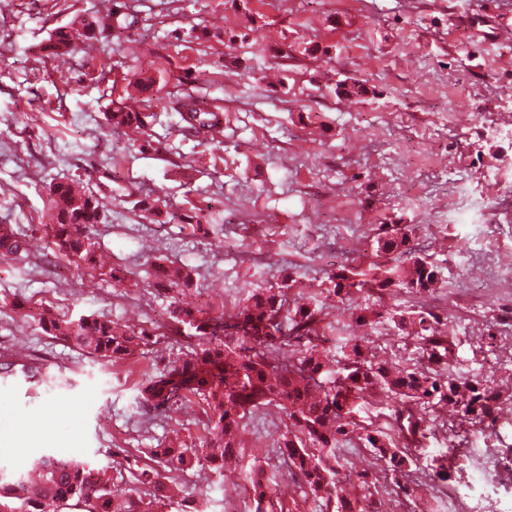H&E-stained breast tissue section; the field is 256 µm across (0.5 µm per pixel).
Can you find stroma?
I'll return each instance as SVG.
<instances>
[{"instance_id":"1","label":"stroma","mask_w":512,"mask_h":512,"mask_svg":"<svg viewBox=\"0 0 512 512\" xmlns=\"http://www.w3.org/2000/svg\"><path fill=\"white\" fill-rule=\"evenodd\" d=\"M107 23L104 39L52 55L59 27ZM153 78L152 91L132 83ZM368 79L353 100L337 81ZM512 0H5L0 6V225L38 246L0 262V466L27 472L50 451L99 465L126 452L204 433L198 405L148 419L140 386L178 352L162 335L169 300L149 257L192 268L182 299L235 314L250 289L292 267L289 304L319 303L340 262L403 263L380 256L389 225L412 226L414 256L446 282L431 296L387 292V306L447 316L453 371L477 373L501 392L493 429L448 411L461 445L449 485L471 478L485 449L502 480L493 512H512V288L499 263L512 257ZM196 100L222 113L221 149L203 145L179 113ZM465 117L452 121L449 106ZM118 107L152 113L146 135L107 127ZM465 180H458V173ZM79 179L99 198L105 224L95 248L112 275L79 270L49 237L51 180ZM157 199L142 218L136 202ZM465 197L466 210L452 202ZM199 214V223L179 222ZM321 303V302H320ZM324 305V304H323ZM104 313L146 331L148 344L119 364L98 361L45 334L35 316ZM349 304L324 305L320 331L332 354L353 334ZM376 359L412 369L419 339L389 323L369 331ZM285 415L255 411L242 427L237 473L208 467L184 477L209 512L240 499L246 472L275 474L279 512H322L273 451Z\"/></svg>"}]
</instances>
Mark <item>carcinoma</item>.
Here are the masks:
<instances>
[{"instance_id":"cac0c4a2","label":"carcinoma","mask_w":512,"mask_h":512,"mask_svg":"<svg viewBox=\"0 0 512 512\" xmlns=\"http://www.w3.org/2000/svg\"><path fill=\"white\" fill-rule=\"evenodd\" d=\"M105 25L84 20L81 27L55 32L49 45L56 56L71 50L80 38L102 36ZM341 93L350 99L368 94L365 80H343ZM151 114L117 109L105 115L114 129L145 130ZM194 132L220 146L223 114L192 107L180 114ZM53 243L78 269L97 266L92 231L104 220L100 200L79 182H50L47 186ZM411 230L398 224L378 240L383 253L408 251ZM32 241L12 227L0 225V260L27 252ZM158 294L171 298L170 339L184 349L170 367L148 379L140 389L139 404L165 411L178 403L196 399L206 416V435L197 442L170 443L146 448L148 462L127 461L133 481L116 483L110 467L89 461L43 454L38 475L8 477L0 471V512H167L175 488L190 470L205 463L228 477L229 465L238 459V438L244 418L260 408L275 407L288 418L287 430L276 443L278 456L299 476L304 494L321 499L326 512H374L373 474L358 475L361 494L353 495L341 478L337 451L358 426L357 402L383 395L396 403L395 424L403 438L397 445L379 430L365 434L364 446L395 475L408 476L415 459L410 448L426 437L423 412L435 405H449L474 422L489 426L500 392L483 378L463 376L448 367V336L443 319L434 311L391 310L388 320L400 334L414 335L424 343L427 368L396 370L369 358L368 338L354 336L347 352L329 358L317 325L321 309L307 305L288 306L286 294L293 273L283 271L278 283L252 290L231 320L203 309L183 307L177 301L180 289L193 283L191 269L160 265L156 269ZM438 266L416 258L403 267L354 272L344 266L327 273L320 294L323 300L346 302L367 289H396L428 295L441 287ZM40 328L88 356L109 362L136 354L145 343L140 334L104 314L61 319L46 310ZM293 342L300 349L288 356ZM252 485L250 512H269L276 482L263 469L247 473Z\"/></svg>"}]
</instances>
